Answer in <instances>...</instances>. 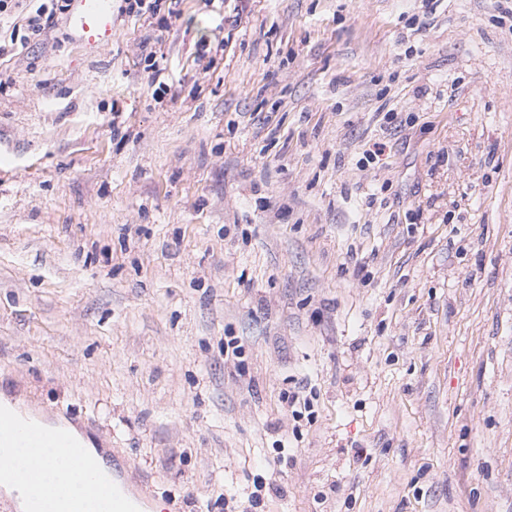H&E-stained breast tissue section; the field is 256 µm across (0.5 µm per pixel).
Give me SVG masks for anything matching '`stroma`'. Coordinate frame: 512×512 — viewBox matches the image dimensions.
Wrapping results in <instances>:
<instances>
[{"label": "stroma", "instance_id": "1", "mask_svg": "<svg viewBox=\"0 0 512 512\" xmlns=\"http://www.w3.org/2000/svg\"><path fill=\"white\" fill-rule=\"evenodd\" d=\"M113 24L0 56V394L154 512H512L497 0Z\"/></svg>", "mask_w": 512, "mask_h": 512}]
</instances>
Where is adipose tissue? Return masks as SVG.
<instances>
[{"mask_svg":"<svg viewBox=\"0 0 512 512\" xmlns=\"http://www.w3.org/2000/svg\"><path fill=\"white\" fill-rule=\"evenodd\" d=\"M32 471L27 480L17 479L18 470ZM68 459L55 448H1L0 495L10 499L16 512H36L50 483L71 484L73 492L84 489L72 481Z\"/></svg>","mask_w":512,"mask_h":512,"instance_id":"ef3b65f1","label":"adipose tissue"}]
</instances>
